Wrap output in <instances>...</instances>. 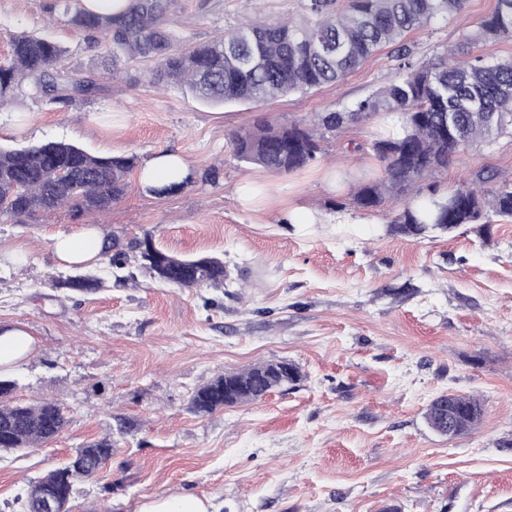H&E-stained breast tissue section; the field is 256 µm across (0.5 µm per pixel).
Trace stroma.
Segmentation results:
<instances>
[{"label": "stroma", "instance_id": "obj_1", "mask_svg": "<svg viewBox=\"0 0 512 512\" xmlns=\"http://www.w3.org/2000/svg\"><path fill=\"white\" fill-rule=\"evenodd\" d=\"M495 0L409 32L416 61L461 49ZM307 0H173L168 26L200 44L262 16L299 18ZM36 33L67 50L70 76L100 75L92 98L61 102L21 87L0 97V146L66 141L146 164L176 152L194 181L158 196L131 174L107 213L62 209L28 224L0 218V326L25 330L32 353L10 369L17 399L49 398L69 417L48 446L0 453V512H19L29 483L105 436L115 447L82 481L71 512H139L181 493L214 512H512V220L464 224L424 238L392 232L402 206L362 210L353 190L379 174L369 145L394 127L382 114L326 133L296 172L239 162L234 133L266 121L312 122L398 76L390 48L343 81L261 106H207L153 86L147 61L112 73L67 23L63 0H0V65L11 35ZM489 171L512 182V135L460 151L432 180L448 194ZM297 210L347 216L293 224ZM99 227L128 260L83 271L98 287H66L81 269L55 260L51 239ZM223 259L224 287L180 290L138 267L135 245ZM25 256L17 264L7 254ZM287 360L302 380L259 401L193 414V392L219 374ZM483 408L471 433H434L424 412L443 392Z\"/></svg>", "mask_w": 512, "mask_h": 512}]
</instances>
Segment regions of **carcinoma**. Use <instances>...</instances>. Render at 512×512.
<instances>
[{
  "instance_id": "carcinoma-1",
  "label": "carcinoma",
  "mask_w": 512,
  "mask_h": 512,
  "mask_svg": "<svg viewBox=\"0 0 512 512\" xmlns=\"http://www.w3.org/2000/svg\"><path fill=\"white\" fill-rule=\"evenodd\" d=\"M172 0H127L118 16H103L66 0L68 23L88 36H103L104 66L149 59L147 82H167L197 100L223 106L260 103L298 92L306 94L342 81L386 46L394 47L398 79L355 100L341 110L322 112L311 127L263 124L232 139L234 155L263 169L294 172L317 159L327 132L347 123L364 124L386 112L401 117L400 131L376 139L372 151L381 176L360 184L354 202L371 210L390 197H410L394 220L396 232L418 236L450 232L462 224L512 219V183L487 189L492 176L481 171L475 183L445 197L423 182L448 169L462 148L479 142L493 145L512 134V60H490L480 44L512 36V0H495L490 13L467 36L461 54H439L427 63L413 60L406 35L463 10L466 0H307L306 17L269 22L256 18L207 44L178 39L166 26ZM11 65L0 68V92L23 82L53 101L89 97L101 91L95 73L72 80L60 68L65 49L47 38L17 34L10 39ZM135 156H93L75 145L47 142L22 149L0 148V216L25 224L40 214L61 209L104 211L129 187ZM139 268L151 279L177 288H221L227 278L217 258L184 259L155 246L145 237L136 245ZM301 371L293 363L268 361L218 375L191 396L189 410L206 416L224 408L254 402L293 386ZM17 381L0 375V451L40 448L69 423L66 410L53 400L22 403L14 398ZM454 435L474 430L483 408L471 395L448 392L427 407L428 426L442 435L448 416ZM112 437L88 442L69 461L28 485L23 512H42L47 494L72 496L78 482L94 477L112 457Z\"/></svg>"
}]
</instances>
